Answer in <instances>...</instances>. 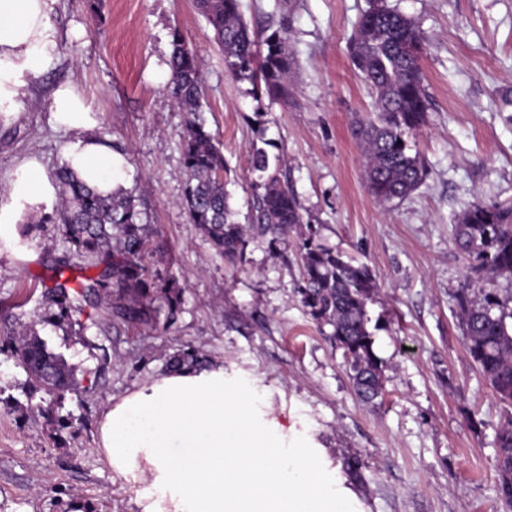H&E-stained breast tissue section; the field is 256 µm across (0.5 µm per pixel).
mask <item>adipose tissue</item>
<instances>
[{"label":"adipose tissue","mask_w":512,"mask_h":512,"mask_svg":"<svg viewBox=\"0 0 512 512\" xmlns=\"http://www.w3.org/2000/svg\"><path fill=\"white\" fill-rule=\"evenodd\" d=\"M51 0H0V114L16 115L43 60L55 45ZM50 110L70 131L66 165L101 195L124 187L128 160L95 132L84 101L58 89ZM54 188L37 158L24 160L0 195V244L19 261L25 209L48 201ZM252 391L227 387L224 366H186L133 390L102 413L99 446L125 479H149L145 512H358L305 439L283 443L256 418Z\"/></svg>","instance_id":"1"}]
</instances>
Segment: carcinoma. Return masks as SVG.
<instances>
[{
    "mask_svg": "<svg viewBox=\"0 0 512 512\" xmlns=\"http://www.w3.org/2000/svg\"><path fill=\"white\" fill-rule=\"evenodd\" d=\"M213 39L224 52L227 71L253 86V95L289 99L292 75L298 66L283 30L256 34L240 11V0H198ZM172 52L166 92L185 118L182 147L186 183L182 205L190 223L224 260L232 263L248 238L258 234L270 243L296 233L295 261L299 267L297 294L307 313L331 327L329 339L343 351L350 379L366 402L383 390L386 365L374 350L368 303L379 286L368 266L320 242L319 230L304 222L298 195L282 180V159L258 146L250 153L255 193L248 223L234 219L224 180L226 165L220 143L204 115L205 88L200 61L181 31L170 32ZM424 37L415 22L386 0H372L349 39L355 69L373 97L371 115L359 122L363 180L381 205L402 201L416 191L428 169L412 139L427 123L430 95L424 84L421 59ZM54 183L60 206L47 220L70 246L81 270H96L82 280L64 277L59 270L42 297L62 317L92 301L114 321L147 322L163 301L169 313L181 303L180 291L169 288L151 270L148 258L158 252L150 225L138 222L133 199L119 193L102 197L65 165L57 168ZM456 247L468 260L469 275L453 295L466 350L503 405L512 407V289L500 295L499 279L512 282V204H486L477 199L454 219ZM28 380L37 390L64 397L80 388L75 371L64 356L48 348L34 328L23 323L10 337ZM193 351L169 358L172 370L201 366ZM497 447L500 499L512 507V414L500 424Z\"/></svg>",
    "mask_w": 512,
    "mask_h": 512,
    "instance_id": "obj_1",
    "label": "carcinoma"
}]
</instances>
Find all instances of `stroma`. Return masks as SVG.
<instances>
[{
    "label": "stroma",
    "mask_w": 512,
    "mask_h": 512,
    "mask_svg": "<svg viewBox=\"0 0 512 512\" xmlns=\"http://www.w3.org/2000/svg\"><path fill=\"white\" fill-rule=\"evenodd\" d=\"M55 0L54 53L17 115L0 120V186L22 161L47 173L62 164L67 135L55 128L52 94L71 86L97 132L127 155L125 189L160 253L154 269L182 288L176 313L159 306L151 324L100 321L95 306L60 317L41 297L68 261L53 225L57 200L26 213L36 257L0 253V512H66L81 497L97 512H144L143 483L114 473L98 442L110 402L168 373L191 350L224 365L227 385L248 383L257 415L286 440L323 449L360 512H512L498 497L495 435L505 408L468 356L452 298L468 262L453 220L473 198L512 202V0H388L411 17L427 50L432 97L414 137L429 175L407 199L380 208L362 181L352 128L371 98L347 41L368 0H240L251 30L289 33L298 60L289 100L255 101L252 85L226 71L195 0ZM179 28L197 51L205 116L223 147L229 203L246 223L253 145L281 155L304 218L323 242L367 265L380 294L368 310L374 349L386 364L374 404L357 397L340 348L296 293L295 239H250L227 263L182 206L184 116L165 86ZM34 323L81 383L64 399L27 397V375L7 337ZM66 419L54 434L41 409Z\"/></svg>",
    "instance_id": "1"
}]
</instances>
